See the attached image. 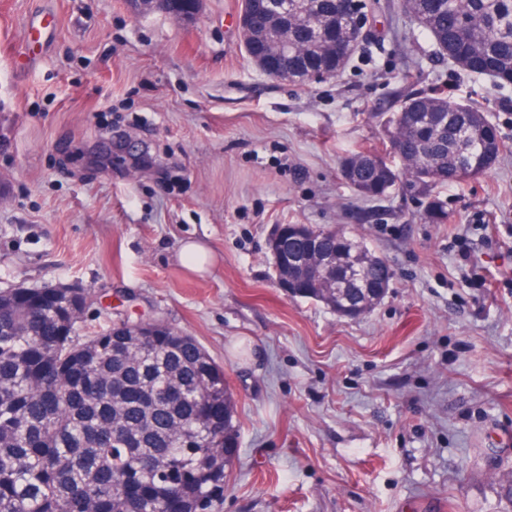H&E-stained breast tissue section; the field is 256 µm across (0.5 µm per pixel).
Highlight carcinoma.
<instances>
[{"mask_svg":"<svg viewBox=\"0 0 512 512\" xmlns=\"http://www.w3.org/2000/svg\"><path fill=\"white\" fill-rule=\"evenodd\" d=\"M282 69L340 73L357 50L367 0H291ZM438 52L459 67L512 84V0H401ZM385 153L361 149L340 178L372 199L405 188L433 222L448 219L434 189L485 176L503 143L488 113L441 94L410 93L386 121ZM295 260L274 263L292 297L330 309L350 298L358 315L394 273L363 238L286 224ZM345 246L343 262L321 266ZM17 288L0 304V512H222L224 470L237 456L235 400L192 336L167 326L82 334L69 307Z\"/></svg>","mask_w":512,"mask_h":512,"instance_id":"obj_1","label":"carcinoma"}]
</instances>
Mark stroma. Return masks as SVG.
I'll use <instances>...</instances> for the list:
<instances>
[{
	"label": "stroma",
	"mask_w": 512,
	"mask_h": 512,
	"mask_svg": "<svg viewBox=\"0 0 512 512\" xmlns=\"http://www.w3.org/2000/svg\"><path fill=\"white\" fill-rule=\"evenodd\" d=\"M52 17L36 56L27 22ZM239 0L194 23L127 0H0V289L88 292L82 327L160 323L224 369L238 454L224 512H512V84L462 71L401 0L335 77L244 52ZM488 107L487 176L362 198L338 165L383 150L405 93ZM278 224L341 228L394 271L349 319L279 287ZM216 257L203 276L187 239ZM181 262L193 273L206 272L213 263V255L201 241L189 239L182 243L179 251Z\"/></svg>",
	"instance_id": "obj_1"
}]
</instances>
